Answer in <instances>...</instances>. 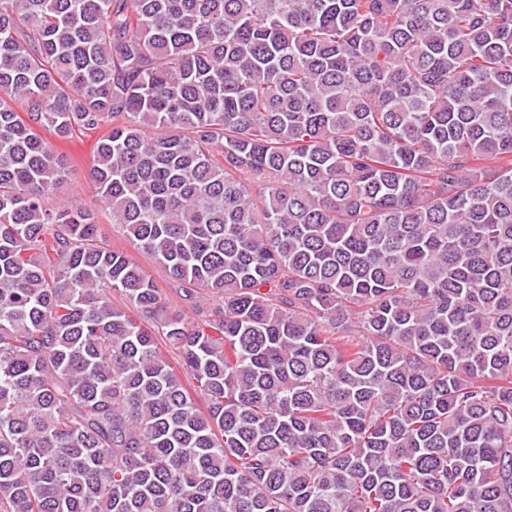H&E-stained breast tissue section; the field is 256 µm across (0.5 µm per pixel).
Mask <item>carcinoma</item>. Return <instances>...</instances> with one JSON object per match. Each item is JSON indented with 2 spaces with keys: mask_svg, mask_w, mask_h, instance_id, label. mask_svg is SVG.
<instances>
[{
  "mask_svg": "<svg viewBox=\"0 0 512 512\" xmlns=\"http://www.w3.org/2000/svg\"><path fill=\"white\" fill-rule=\"evenodd\" d=\"M0 512H512V0H0ZM56 154L67 156L75 161V168L67 184L60 190V199L75 200L84 207L99 213V231L104 240L112 247L124 249L153 279L169 299L175 300V288H181L179 282L170 279L162 267L148 254L134 250L118 229L109 224L101 207L99 198L90 183L88 172L94 161L95 143L101 132H88L87 135H77L71 139H59L52 134L41 131Z\"/></svg>",
  "mask_w": 512,
  "mask_h": 512,
  "instance_id": "cac0c4a2",
  "label": "carcinoma"
}]
</instances>
